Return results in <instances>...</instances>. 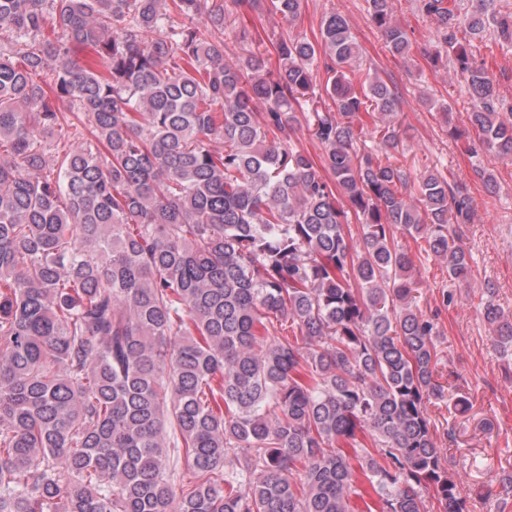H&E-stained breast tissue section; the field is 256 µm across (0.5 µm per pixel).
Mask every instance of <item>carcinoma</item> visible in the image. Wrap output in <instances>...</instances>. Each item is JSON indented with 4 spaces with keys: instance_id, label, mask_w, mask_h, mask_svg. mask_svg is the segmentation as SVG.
<instances>
[{
    "instance_id": "carcinoma-1",
    "label": "carcinoma",
    "mask_w": 512,
    "mask_h": 512,
    "mask_svg": "<svg viewBox=\"0 0 512 512\" xmlns=\"http://www.w3.org/2000/svg\"><path fill=\"white\" fill-rule=\"evenodd\" d=\"M302 2L267 4L273 70L224 0H0V512H352L361 478L366 512H468L428 413L442 330L395 231L468 283L472 202L386 160L394 82L340 13L293 32ZM391 2L366 10L403 56ZM420 2L472 102L451 134L512 158L473 53L512 44V13ZM479 314L512 353L489 283Z\"/></svg>"
}]
</instances>
